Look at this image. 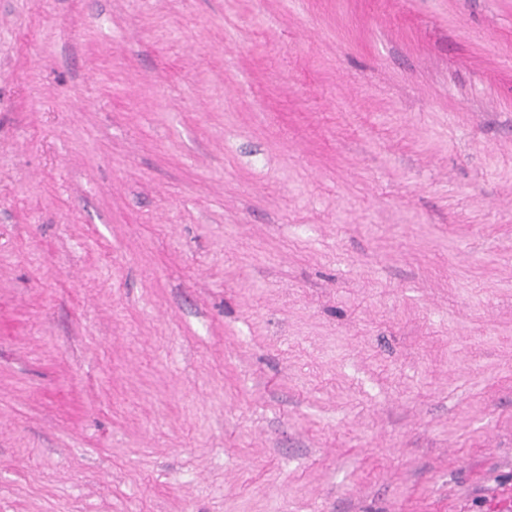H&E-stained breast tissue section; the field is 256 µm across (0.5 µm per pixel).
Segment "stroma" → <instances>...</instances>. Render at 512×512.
<instances>
[{
    "mask_svg": "<svg viewBox=\"0 0 512 512\" xmlns=\"http://www.w3.org/2000/svg\"><path fill=\"white\" fill-rule=\"evenodd\" d=\"M0 512H512V0H0Z\"/></svg>",
    "mask_w": 512,
    "mask_h": 512,
    "instance_id": "35a3bbf8",
    "label": "stroma"
}]
</instances>
